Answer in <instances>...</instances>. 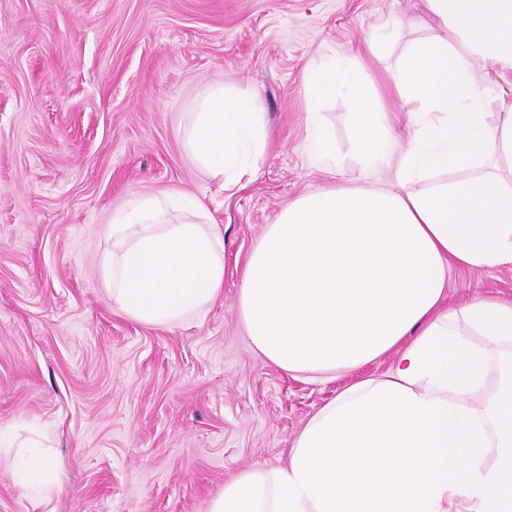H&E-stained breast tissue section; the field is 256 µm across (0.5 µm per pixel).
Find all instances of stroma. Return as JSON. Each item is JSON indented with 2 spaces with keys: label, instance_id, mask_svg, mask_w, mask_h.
Returning a JSON list of instances; mask_svg holds the SVG:
<instances>
[{
  "label": "stroma",
  "instance_id": "35a3bbf8",
  "mask_svg": "<svg viewBox=\"0 0 512 512\" xmlns=\"http://www.w3.org/2000/svg\"><path fill=\"white\" fill-rule=\"evenodd\" d=\"M402 21L434 35L425 0H0V425L48 447L49 501L17 484L0 450V512H208L224 483L285 465L308 419L382 357L329 382L282 371L250 344L238 314L248 254L281 208L353 185L389 188L392 167L349 151L351 107H318L336 162L308 147L303 78L361 55L397 113V148L422 105L390 91L400 46L365 41ZM482 110L512 107V69L473 62ZM263 103L268 147L239 188L198 169L180 132L216 82ZM146 194H190L224 234V293L200 319L147 326L119 312L101 262L113 211ZM512 299V264L454 270L448 304Z\"/></svg>",
  "mask_w": 512,
  "mask_h": 512
}]
</instances>
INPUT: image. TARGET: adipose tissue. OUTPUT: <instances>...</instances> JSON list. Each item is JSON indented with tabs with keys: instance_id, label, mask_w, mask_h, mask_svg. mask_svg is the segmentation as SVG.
Listing matches in <instances>:
<instances>
[{
	"instance_id": "obj_1",
	"label": "adipose tissue",
	"mask_w": 512,
	"mask_h": 512,
	"mask_svg": "<svg viewBox=\"0 0 512 512\" xmlns=\"http://www.w3.org/2000/svg\"><path fill=\"white\" fill-rule=\"evenodd\" d=\"M428 2L442 33L411 44L392 77L425 106L404 149L358 62L328 58L305 76L315 154L336 159L318 104L348 98L351 153L368 168L393 163L395 188L289 202L251 251L238 299L250 343L286 372L396 357L311 416L286 466L240 473L209 512H512V300L446 302L454 268L512 264V183L498 170L512 161V109L489 125L472 70L476 58L512 69V0ZM183 137L195 164L233 189L266 148L261 100L216 85ZM106 236L103 279L131 320L182 325L223 293L224 237L194 196L132 200ZM49 470L32 443L15 478L42 493Z\"/></svg>"
}]
</instances>
